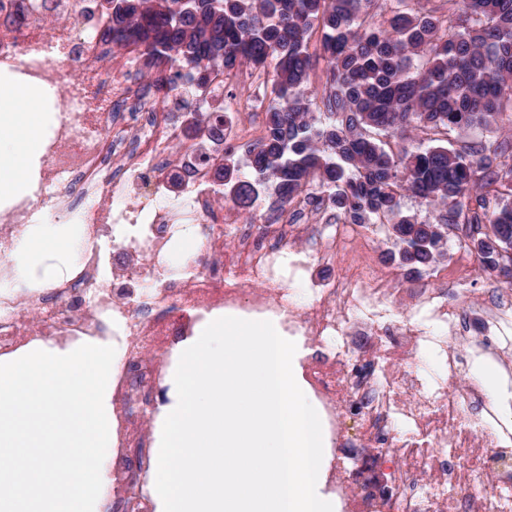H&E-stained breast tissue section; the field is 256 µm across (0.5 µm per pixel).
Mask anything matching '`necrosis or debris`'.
I'll return each mask as SVG.
<instances>
[{
	"instance_id": "1",
	"label": "necrosis or debris",
	"mask_w": 512,
	"mask_h": 512,
	"mask_svg": "<svg viewBox=\"0 0 512 512\" xmlns=\"http://www.w3.org/2000/svg\"><path fill=\"white\" fill-rule=\"evenodd\" d=\"M94 0H0V69L54 89V123L30 194L0 203V356L34 339L73 343L93 336L122 352L113 378L118 422L110 459L107 512H153L150 423L156 391L180 337L214 310L275 317L310 354L305 379L333 447L370 449L386 466L384 485L360 486L352 469L331 460L327 480L342 512H512V447L495 430L496 407L476 382L424 379L418 361L431 338L415 323L436 322L449 370L463 349L496 362L512 378V290L489 289L476 317L448 305V281L476 275V264L438 275L434 288L409 292L408 315L396 316L398 276L354 248L382 231L356 224L331 233L333 215L312 224L315 195L297 199L290 217L260 208L253 222L214 210L211 182L195 152L183 156V200L160 205L169 183L166 155L182 135L155 86L138 82L129 55L99 36L106 18ZM62 20H46L47 12ZM78 73L66 79L67 67ZM78 225L88 244L69 277L48 287L14 290L8 259L36 222ZM232 245H225V234ZM119 239L134 263L106 267L100 237ZM188 237L184 274L170 273L167 245ZM335 267L329 282L317 274ZM310 295L296 302L293 282ZM481 403L484 415L467 409Z\"/></svg>"
}]
</instances>
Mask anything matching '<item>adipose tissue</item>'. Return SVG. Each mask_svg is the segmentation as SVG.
<instances>
[{
    "label": "adipose tissue",
    "mask_w": 512,
    "mask_h": 512,
    "mask_svg": "<svg viewBox=\"0 0 512 512\" xmlns=\"http://www.w3.org/2000/svg\"><path fill=\"white\" fill-rule=\"evenodd\" d=\"M48 93L19 82L15 76L0 75V198L28 191V169L38 155L48 125ZM86 241L82 234L61 224H41L14 251V287L31 279L43 282L59 276L54 264L61 258L76 263Z\"/></svg>",
    "instance_id": "obj_1"
}]
</instances>
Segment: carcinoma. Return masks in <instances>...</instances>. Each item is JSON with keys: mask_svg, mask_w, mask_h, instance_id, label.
Wrapping results in <instances>:
<instances>
[{"mask_svg": "<svg viewBox=\"0 0 512 512\" xmlns=\"http://www.w3.org/2000/svg\"><path fill=\"white\" fill-rule=\"evenodd\" d=\"M122 2L103 39L119 50L137 45L142 75L166 71L159 89L185 80L198 92L207 73L228 79L244 65L270 76L250 177L235 175L233 149L218 164L200 153L224 201L246 216L265 190L286 212L317 189L353 224L386 219L397 243L459 222L512 238L511 138L450 149L429 137L396 152L378 139L512 128V0H441L428 9L397 0L381 21V0H200L192 11L180 0ZM315 57L327 63L320 92L309 87ZM182 107L201 148L224 144L231 119L222 108L200 97ZM406 194L424 200L434 221L405 213ZM386 257L416 276L442 253L426 245Z\"/></svg>", "mask_w": 512, "mask_h": 512, "instance_id": "carcinoma-1", "label": "carcinoma"}]
</instances>
